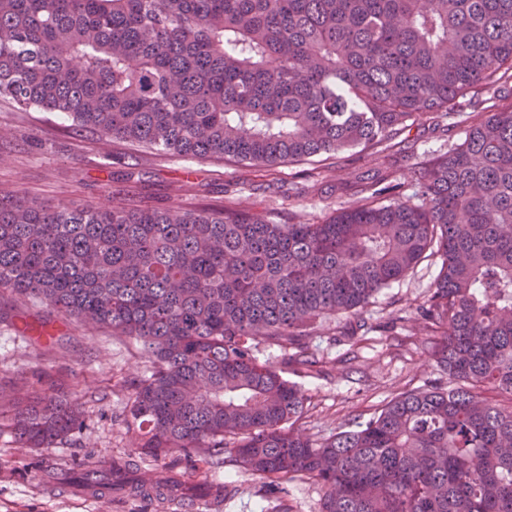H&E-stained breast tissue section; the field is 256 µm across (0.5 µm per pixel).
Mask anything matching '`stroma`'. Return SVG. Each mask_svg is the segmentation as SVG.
Masks as SVG:
<instances>
[{"instance_id": "35a3bbf8", "label": "stroma", "mask_w": 512, "mask_h": 512, "mask_svg": "<svg viewBox=\"0 0 512 512\" xmlns=\"http://www.w3.org/2000/svg\"><path fill=\"white\" fill-rule=\"evenodd\" d=\"M463 138L462 129L445 132L434 115L421 113L388 147L357 148L335 160L259 171L244 162L150 153L80 132L54 113L18 111L0 98V191L56 205L229 206L281 224H319L336 210L361 203L370 193L363 177L377 170L390 173L403 195L412 196L415 163L443 155ZM439 267V258H425L376 293L358 314L369 328L358 346L342 335L347 316L318 323L310 347L323 361V372L287 375L307 398L308 414L296 424L297 432L325 438L353 419L368 420L398 392L447 382L417 313ZM150 369L132 340L0 295V382L20 385L33 371H44L61 390L78 385L86 412L85 428L54 448H26L0 435V512H161L141 500L88 498L65 474L75 458L109 461L135 454L136 431L125 412L128 388ZM39 457L51 459V471L32 468ZM166 468L191 482L234 487V496L221 506L202 501L197 512H266L271 506L260 481L235 463L195 472L175 451L143 463L141 472L150 478Z\"/></svg>"}]
</instances>
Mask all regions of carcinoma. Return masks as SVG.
<instances>
[{
    "label": "carcinoma",
    "instance_id": "cac0c4a2",
    "mask_svg": "<svg viewBox=\"0 0 512 512\" xmlns=\"http://www.w3.org/2000/svg\"><path fill=\"white\" fill-rule=\"evenodd\" d=\"M512 0H0V97L148 151L259 168L381 147L495 89L461 143L320 224L231 208L0 197V289L126 336L150 359L127 403L139 459L228 453L290 512H512ZM437 256L419 315L448 388L394 395L326 438L298 434L323 372L315 324L354 314ZM280 351L278 365L258 357ZM86 426L52 381L0 389V434L54 448ZM122 460L72 468L95 498H219ZM288 495L292 512H318L323 490L314 482H295L288 484Z\"/></svg>",
    "mask_w": 512,
    "mask_h": 512
}]
</instances>
